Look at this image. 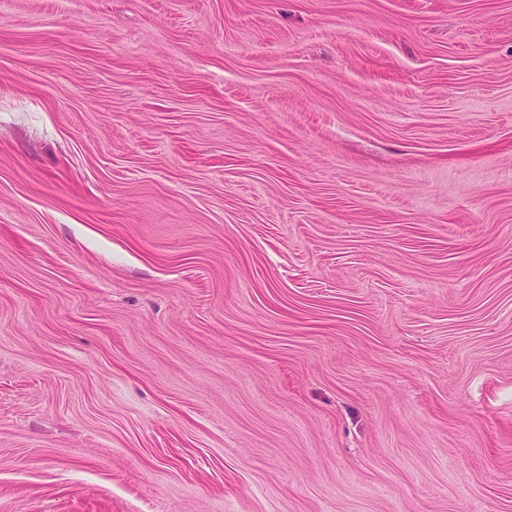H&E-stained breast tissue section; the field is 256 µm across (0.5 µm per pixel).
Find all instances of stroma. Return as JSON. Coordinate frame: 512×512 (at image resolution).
<instances>
[{"mask_svg":"<svg viewBox=\"0 0 512 512\" xmlns=\"http://www.w3.org/2000/svg\"><path fill=\"white\" fill-rule=\"evenodd\" d=\"M0 512H512V0H0Z\"/></svg>","mask_w":512,"mask_h":512,"instance_id":"35a3bbf8","label":"stroma"}]
</instances>
